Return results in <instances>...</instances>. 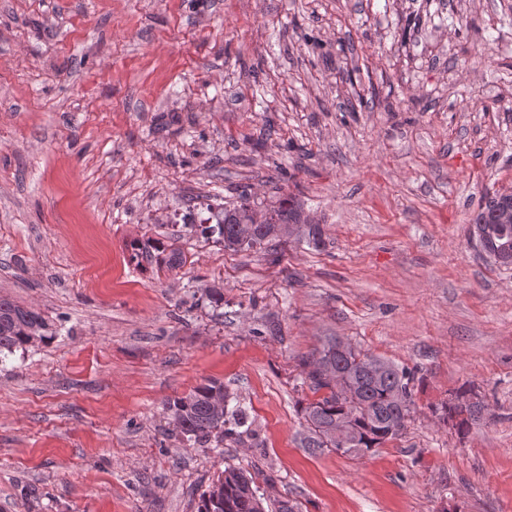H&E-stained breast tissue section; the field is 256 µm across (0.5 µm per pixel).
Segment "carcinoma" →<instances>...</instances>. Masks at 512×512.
Returning <instances> with one entry per match:
<instances>
[{
    "instance_id": "cac0c4a2",
    "label": "carcinoma",
    "mask_w": 512,
    "mask_h": 512,
    "mask_svg": "<svg viewBox=\"0 0 512 512\" xmlns=\"http://www.w3.org/2000/svg\"><path fill=\"white\" fill-rule=\"evenodd\" d=\"M299 210L295 197L279 200L278 205L268 210L270 221L256 225L251 239L242 240L238 225L253 223L254 212L249 195L243 193L233 207L222 206L212 213L216 223L190 224L188 229L206 239L214 238L224 244V249L237 252L278 239L273 224L298 222ZM473 223L483 224L487 229V238L477 241L487 256L494 259L498 248H512V224L497 223V216L483 206ZM295 239L319 249L324 245L323 229L318 224L300 226ZM48 332L49 324L41 313L14 300L0 298V360L18 349L47 340ZM302 366L303 384L315 393L326 390L303 408L309 429L305 447L317 450L343 446L352 449V454L363 456L401 436L414 406L410 373L406 369L351 345L338 350L333 338L314 348ZM329 367L346 372L350 396L340 394L327 383L325 369ZM217 395L224 399L220 413L215 410ZM484 410L478 401L463 408L445 402L437 408L442 418L455 422L460 433L481 417ZM167 411L180 434L200 443L219 445L225 437L247 424V414L236 397L217 382L169 401ZM340 420L347 421L349 426V432L341 441L330 434ZM197 512H264V506L248 471L227 464L202 493Z\"/></svg>"
}]
</instances>
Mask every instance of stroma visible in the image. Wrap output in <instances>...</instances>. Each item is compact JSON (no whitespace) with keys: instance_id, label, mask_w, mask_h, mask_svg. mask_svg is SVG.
Wrapping results in <instances>:
<instances>
[{"instance_id":"35a3bbf8","label":"stroma","mask_w":512,"mask_h":512,"mask_svg":"<svg viewBox=\"0 0 512 512\" xmlns=\"http://www.w3.org/2000/svg\"><path fill=\"white\" fill-rule=\"evenodd\" d=\"M510 189L512 0H0V296L51 334L0 363V512H196L227 462L266 512H512V266L469 235ZM244 190L324 247L170 221ZM329 337L414 374L359 458L304 446ZM213 380L252 430L219 451L164 409ZM485 410V407L479 402H475L465 406L464 408H460L457 405L448 403H442L440 407L435 408V413L437 411L441 412L442 418L446 421L458 419V421L453 425L457 428V431L462 433L464 432L470 425L472 421L477 420L481 417V414ZM461 417V418H460Z\"/></svg>"}]
</instances>
